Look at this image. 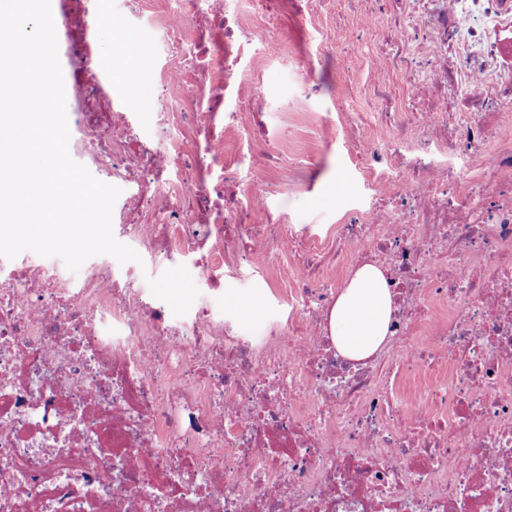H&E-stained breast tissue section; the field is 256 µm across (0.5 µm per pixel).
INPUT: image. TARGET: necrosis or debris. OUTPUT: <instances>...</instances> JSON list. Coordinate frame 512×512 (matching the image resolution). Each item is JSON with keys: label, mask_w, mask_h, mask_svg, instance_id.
I'll list each match as a JSON object with an SVG mask.
<instances>
[{"label": "necrosis or debris", "mask_w": 512, "mask_h": 512, "mask_svg": "<svg viewBox=\"0 0 512 512\" xmlns=\"http://www.w3.org/2000/svg\"><path fill=\"white\" fill-rule=\"evenodd\" d=\"M329 2L59 0L69 149L121 188L113 225L192 257L210 291L256 266L288 289L257 346L208 307L175 323L136 269L0 257V512H512V0ZM106 21L163 37L153 131L112 100ZM310 29L387 106L368 132L339 115L375 201L312 233L279 203L309 184L284 133L311 55L276 126L258 108L282 39ZM338 258L381 267L402 353L336 352Z\"/></svg>", "instance_id": "1"}]
</instances>
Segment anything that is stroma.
I'll use <instances>...</instances> for the list:
<instances>
[{
  "label": "stroma",
  "mask_w": 512,
  "mask_h": 512,
  "mask_svg": "<svg viewBox=\"0 0 512 512\" xmlns=\"http://www.w3.org/2000/svg\"><path fill=\"white\" fill-rule=\"evenodd\" d=\"M97 39L101 68L112 85L114 96L123 97L132 92L136 93L141 101L138 121L142 128H149L153 121V75L149 72L142 73L133 84L122 77L121 71L125 66L122 43L127 40L140 50L155 54L161 50V36L146 26L120 31L105 26L99 30ZM296 53L295 46L284 45L281 55L272 62L263 76V112L269 124H276L279 112L296 91L297 77L292 65V58ZM319 71L321 91L319 97L311 103L312 112L327 114L337 103L343 104L347 111L364 112L358 79L353 69L344 68L342 58L333 56L322 59ZM306 131L305 125H298L288 144V151L296 161L311 162V186L305 190L287 191L284 205L293 224L314 231L321 226L335 223L340 213L338 206L328 202L331 189L342 186V199L347 202L360 197L365 191V185L350 161L343 138H336L324 149L310 140ZM140 286L144 292L168 305L177 316L186 314L189 308L201 304L210 305L216 312L231 319L241 334L257 341L262 339L276 321L273 293L259 269L244 270L235 277L225 279L223 293L212 295L201 286L192 267L147 257L143 260ZM253 294L260 295L263 299L262 310L257 315L244 313L238 306L239 300Z\"/></svg>",
  "instance_id": "1"
}]
</instances>
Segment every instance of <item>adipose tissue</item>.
<instances>
[{
	"mask_svg": "<svg viewBox=\"0 0 512 512\" xmlns=\"http://www.w3.org/2000/svg\"><path fill=\"white\" fill-rule=\"evenodd\" d=\"M393 313L392 294L382 271L373 265L361 266L337 294L330 315V341L348 360L368 359L388 342Z\"/></svg>",
	"mask_w": 512,
	"mask_h": 512,
	"instance_id": "adipose-tissue-1",
	"label": "adipose tissue"
}]
</instances>
